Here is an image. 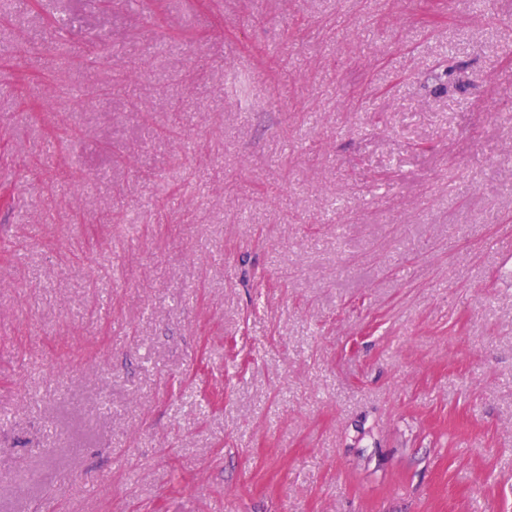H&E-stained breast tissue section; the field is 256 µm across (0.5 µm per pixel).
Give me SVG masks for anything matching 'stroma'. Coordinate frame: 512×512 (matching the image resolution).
Returning <instances> with one entry per match:
<instances>
[{
    "label": "stroma",
    "mask_w": 512,
    "mask_h": 512,
    "mask_svg": "<svg viewBox=\"0 0 512 512\" xmlns=\"http://www.w3.org/2000/svg\"><path fill=\"white\" fill-rule=\"evenodd\" d=\"M58 2L137 74L0 0V512H512V0Z\"/></svg>",
    "instance_id": "35a3bbf8"
}]
</instances>
